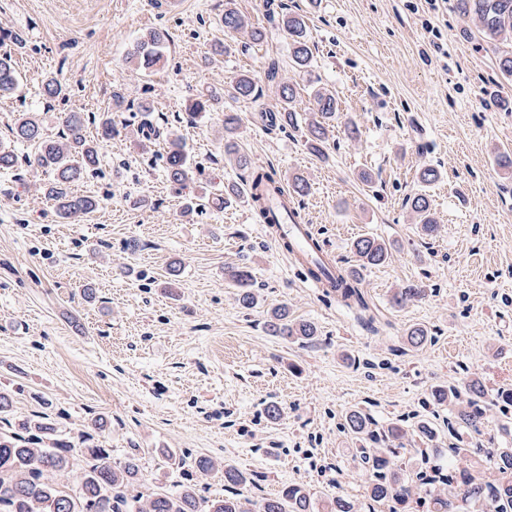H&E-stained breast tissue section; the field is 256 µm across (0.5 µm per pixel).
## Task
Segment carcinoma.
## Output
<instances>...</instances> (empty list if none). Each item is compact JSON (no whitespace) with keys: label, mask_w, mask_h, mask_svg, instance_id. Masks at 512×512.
I'll use <instances>...</instances> for the list:
<instances>
[{"label":"carcinoma","mask_w":512,"mask_h":512,"mask_svg":"<svg viewBox=\"0 0 512 512\" xmlns=\"http://www.w3.org/2000/svg\"><path fill=\"white\" fill-rule=\"evenodd\" d=\"M457 10L473 18L478 25L481 40L492 46L504 47L496 61L499 74L512 79V0H457ZM224 31L231 33L244 29L246 21L236 10H224ZM284 26L291 40L292 62L299 69L310 66L312 52L308 45L305 21L290 16ZM165 35L159 31L144 33L129 53V62L138 70H148L164 58ZM278 64L271 62L267 77L276 85L282 102L279 121L290 126L299 125L298 112L292 104L295 90L291 84L277 81ZM19 84V76L10 54H0V95L12 93ZM225 92L232 98L248 97L253 92L249 76L242 74L230 81ZM215 94L202 95L189 103L186 114L194 121L211 106ZM316 116L308 125L307 142L314 152L324 154V135L336 120V98L328 90L316 92ZM65 132L58 141L43 139L42 128L33 112H22L15 119L11 132L16 141L34 148L28 163L48 168L54 180L45 187L53 200L58 216L75 221L94 211L98 201L92 196L77 195L71 187L84 172L97 166L102 148L114 133L112 112L103 114L96 125V137L87 135V123L82 112H68L63 118ZM237 117L224 115V152L233 157L241 168L249 167L246 155L239 152L235 142ZM164 173L167 180L179 188L195 179V168L186 147L179 141L169 142ZM254 186V199L260 218H265L264 203L277 182L272 170L254 169L249 175ZM421 230L427 236L438 231L427 195L418 193L411 200ZM359 271L385 263L390 258L387 245L372 237L356 239L351 246ZM238 288L241 307L251 309L256 304L250 288V274L246 266H238L229 273ZM345 306L367 308L356 288L338 283ZM425 294L423 285L409 281L396 289L391 303L401 306ZM266 330L285 341H310L317 333L309 321H298L288 314V307L276 308L266 321ZM473 398L459 406L455 422L463 429L480 431L484 426L485 411L477 404L483 392L477 380L468 384ZM13 386L0 383V420L12 416ZM460 392L455 387L438 386L431 390L429 402L433 405L456 403ZM370 419L359 410L345 415V427L362 446L353 454L357 468L368 476V497L371 507L388 502L404 504L413 495L414 484L433 486L439 482L445 489L429 495L428 507L434 512H464L470 504L482 503L489 512H512V448H492L481 454L472 448H434L438 460L448 461V474L439 471L429 477L422 471L401 469L393 458L394 451L386 447L405 437L404 429L390 425L380 435L370 428ZM56 428L46 416L14 418L12 430L0 433V512H315L316 503L310 492L297 484L283 489L276 498L250 501L242 489L254 482L247 473L226 463L221 471L224 486L231 489L222 498L208 499L200 495L197 483L188 479L175 491L159 489L148 498L135 493L143 479L140 452L129 453L118 465L112 464L110 448H47L45 442L54 440ZM83 459L84 466L75 474L73 487L63 491L57 478L66 471L75 456ZM330 512H362V505L345 495L338 494L330 503Z\"/></svg>","instance_id":"obj_1"}]
</instances>
